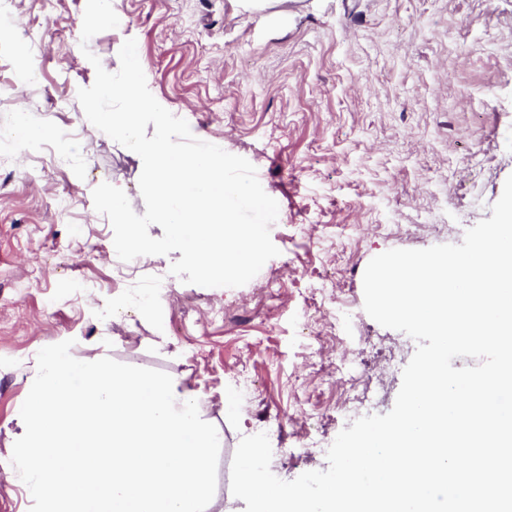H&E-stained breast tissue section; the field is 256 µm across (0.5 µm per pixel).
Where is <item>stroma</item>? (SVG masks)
<instances>
[{
  "instance_id": "stroma-1",
  "label": "stroma",
  "mask_w": 512,
  "mask_h": 512,
  "mask_svg": "<svg viewBox=\"0 0 512 512\" xmlns=\"http://www.w3.org/2000/svg\"><path fill=\"white\" fill-rule=\"evenodd\" d=\"M112 2L126 26L85 43L86 0H0V127L25 112L55 132L32 148H0V270L11 274L0 281V512L32 505L11 464L15 418L39 350L62 338L75 358L102 352L203 396L206 419L224 433L211 512H244L231 464L260 419L281 426L269 440L287 481L327 470L329 446L352 424L340 366L367 344L316 314L313 337L299 335L308 287L363 313L373 257L461 243L465 227L491 217L512 175V0H271L254 12L238 0ZM129 38L152 94L195 137L246 158L277 201L279 254L260 271L276 278L274 301L259 300L253 280L184 283L169 272L175 252L118 258L92 191L119 186L144 214L142 161L87 120L77 92L95 80L89 55L117 72ZM28 59L43 79L22 87ZM18 277L31 284L27 296L13 293ZM154 291L152 309L102 324L113 298ZM172 323L178 332L156 347L158 328ZM371 330L394 352L385 396L368 408L382 415L416 343ZM242 371L260 391L235 410L230 378ZM309 412L314 443L299 448Z\"/></svg>"
}]
</instances>
